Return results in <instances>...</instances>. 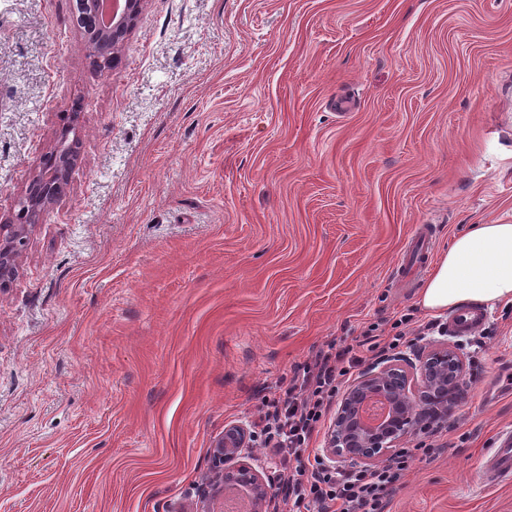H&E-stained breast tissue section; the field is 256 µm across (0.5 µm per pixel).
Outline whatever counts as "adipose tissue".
Segmentation results:
<instances>
[{"mask_svg": "<svg viewBox=\"0 0 512 512\" xmlns=\"http://www.w3.org/2000/svg\"><path fill=\"white\" fill-rule=\"evenodd\" d=\"M467 303H512V223L476 224L455 235L419 292L431 313Z\"/></svg>", "mask_w": 512, "mask_h": 512, "instance_id": "ef3b65f1", "label": "adipose tissue"}]
</instances>
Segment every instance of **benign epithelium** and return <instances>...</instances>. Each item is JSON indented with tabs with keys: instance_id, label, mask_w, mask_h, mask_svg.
<instances>
[{
	"instance_id": "obj_1",
	"label": "benign epithelium",
	"mask_w": 512,
	"mask_h": 512,
	"mask_svg": "<svg viewBox=\"0 0 512 512\" xmlns=\"http://www.w3.org/2000/svg\"><path fill=\"white\" fill-rule=\"evenodd\" d=\"M146 0H123L112 17L100 21L102 0H77L76 26L93 62L108 68L127 36L133 31ZM74 125L64 127L49 151L42 154L34 174L18 198L16 221L0 225V286L15 272L19 247L29 228L61 196L68 175L79 159V142L70 137ZM464 361L456 345L435 346L415 359L402 358L364 372L343 395L327 432L324 455L331 463L372 465L393 450L396 443L425 425H442L460 400L459 382ZM380 396L391 405L390 419L378 428L365 426L359 417L361 403ZM216 469L198 487L192 512H211L215 494L228 483L249 488L253 512H273L275 495L254 465L247 427L234 423L212 449Z\"/></svg>"
}]
</instances>
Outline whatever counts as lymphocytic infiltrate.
<instances>
[{"mask_svg":"<svg viewBox=\"0 0 512 512\" xmlns=\"http://www.w3.org/2000/svg\"><path fill=\"white\" fill-rule=\"evenodd\" d=\"M394 326L396 333L389 344L365 330L357 345L319 352L312 362L294 370L281 392L263 396L257 442L278 460L287 486V512H384L388 495L401 484L411 461L434 458L435 448L421 441L379 467L340 470L318 458L307 464L301 460L312 433L358 363L359 352L380 357L405 344L408 336H428L442 329L436 320L413 324L407 314Z\"/></svg>","mask_w":512,"mask_h":512,"instance_id":"f902f5d3","label":"lymphocytic infiltrate"}]
</instances>
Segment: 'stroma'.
I'll list each match as a JSON object with an SVG mask.
<instances>
[{"instance_id":"stroma-1","label":"stroma","mask_w":512,"mask_h":512,"mask_svg":"<svg viewBox=\"0 0 512 512\" xmlns=\"http://www.w3.org/2000/svg\"><path fill=\"white\" fill-rule=\"evenodd\" d=\"M72 0H0V225L79 160L0 288V512H190L226 425L401 315L394 267L512 223V0H146L97 68ZM385 512H512V304ZM431 226L423 225L412 248L399 259L396 265V279L401 284L414 281L427 269V259L432 240ZM495 443L499 446L490 448L482 459V476L489 484L511 483L512 431L502 433Z\"/></svg>"}]
</instances>
